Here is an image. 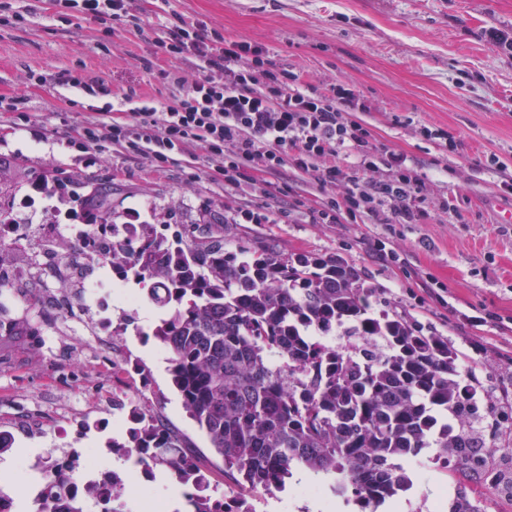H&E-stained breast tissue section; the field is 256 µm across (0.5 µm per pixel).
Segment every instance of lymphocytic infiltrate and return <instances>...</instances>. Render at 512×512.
<instances>
[{"label": "lymphocytic infiltrate", "mask_w": 512, "mask_h": 512, "mask_svg": "<svg viewBox=\"0 0 512 512\" xmlns=\"http://www.w3.org/2000/svg\"><path fill=\"white\" fill-rule=\"evenodd\" d=\"M65 20L106 19L141 28L136 0H55ZM200 23H181L161 40L163 52L202 69L172 104L156 107L126 96L105 104L111 124L83 125L72 144L90 163H102L106 144L162 165L199 145L225 184L237 187L248 171L276 175L289 168L313 177L323 197L312 210L316 224H338L367 215L379 224H412L426 212L425 181L408 157L378 149L353 120L368 111L363 97L337 83L317 91L300 72L277 67L265 48L242 40L209 39ZM55 216L99 224L101 208L63 182L39 176Z\"/></svg>", "instance_id": "1"}]
</instances>
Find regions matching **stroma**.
I'll list each match as a JSON object with an SVG mask.
<instances>
[{"mask_svg": "<svg viewBox=\"0 0 512 512\" xmlns=\"http://www.w3.org/2000/svg\"><path fill=\"white\" fill-rule=\"evenodd\" d=\"M137 6L150 39L121 22L62 20L53 0H0V95L14 101L0 109V210L41 174L69 178L80 193L108 179L112 223L134 217L144 224L205 222L222 230L233 252L263 246L284 255L341 257L376 288L377 309L405 313L423 330L448 337L460 367L499 399V429L487 432V443L512 448V193L484 165L494 154L512 169V50L489 37L493 31L512 36V0H138ZM182 21L203 23L228 42L263 46L273 64L303 72L317 89L341 82L359 91L371 109L355 113V120L379 148L410 159L428 189L429 217L390 227L365 218L315 224L310 210L318 191L310 175L287 169L266 176L260 191L247 183L227 187L214 179L197 146L161 168L117 146L101 165L86 166L69 142L105 103L96 86H108L117 98L169 104L176 89L163 74L175 62L158 41ZM65 71L80 76L86 89L57 85ZM38 75L43 83H35ZM423 124L447 131L455 149L424 139ZM34 128L41 140L31 136ZM284 184L291 194L280 193ZM246 208L267 214V221L238 222V210ZM383 237L401 262L375 249ZM23 293L26 332L0 335V425L14 426L36 411L44 435H16L0 451V484L16 499L41 479L29 461L49 447L59 401L112 385L111 358L75 344L67 331L45 346L47 325L64 315L47 307L40 289ZM112 314L129 323L128 343L148 369L159 414L204 454L218 490L236 494L170 382L167 354L151 336L160 310L144 300L132 310L113 307ZM84 357L87 371L75 377L72 365ZM405 467L414 487L376 512H448L458 486L476 497L482 512H512L511 497L459 469H433L422 459Z\"/></svg>", "mask_w": 512, "mask_h": 512, "instance_id": "35a3bbf8", "label": "stroma"}]
</instances>
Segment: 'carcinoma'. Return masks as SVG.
Returning <instances> with one entry per match:
<instances>
[{
	"instance_id": "carcinoma-1",
	"label": "carcinoma",
	"mask_w": 512,
	"mask_h": 512,
	"mask_svg": "<svg viewBox=\"0 0 512 512\" xmlns=\"http://www.w3.org/2000/svg\"><path fill=\"white\" fill-rule=\"evenodd\" d=\"M112 201V180L92 184ZM148 234L125 263L143 280L160 276L167 294L146 296L165 311L152 336L167 350L182 408L224 461V476L252 490L285 487L299 470L332 479L337 497L368 505L408 490L401 461L420 448L497 482V449L473 444L481 418L493 428L494 399L461 375L447 338L424 335L396 311H374L376 289L337 257L288 256L269 248L233 252L212 224ZM358 342L354 354L326 346L317 333ZM188 487L186 512H251L211 488L187 439L162 418L114 447L133 461L141 449ZM63 478L51 468L35 512H52Z\"/></svg>"
}]
</instances>
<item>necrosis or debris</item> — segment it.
Masks as SVG:
<instances>
[{
	"label": "necrosis or debris",
	"mask_w": 512,
	"mask_h": 512,
	"mask_svg": "<svg viewBox=\"0 0 512 512\" xmlns=\"http://www.w3.org/2000/svg\"><path fill=\"white\" fill-rule=\"evenodd\" d=\"M42 208L43 196L33 187L0 214V240L5 243L0 249V323L10 327L22 317L25 308L15 288L23 277L38 275L53 283L56 298L72 300L66 315L70 334L91 335L111 354L117 372L111 389L99 394L95 402L73 403L61 411L62 424L55 437L73 434L79 445L49 451L56 465L72 468L64 495L86 496L90 512H102L100 499L90 489L96 485L109 488L111 479L95 465L87 439L102 428L104 414H111L112 429L118 433L129 422L141 424L157 414V399L143 386L144 371L129 355L123 326L110 318L115 302L134 303L126 287L125 268L113 263L112 249L138 243L142 228L112 223H22L21 214L35 218Z\"/></svg>",
	"instance_id": "necrosis-or-debris-1"
}]
</instances>
